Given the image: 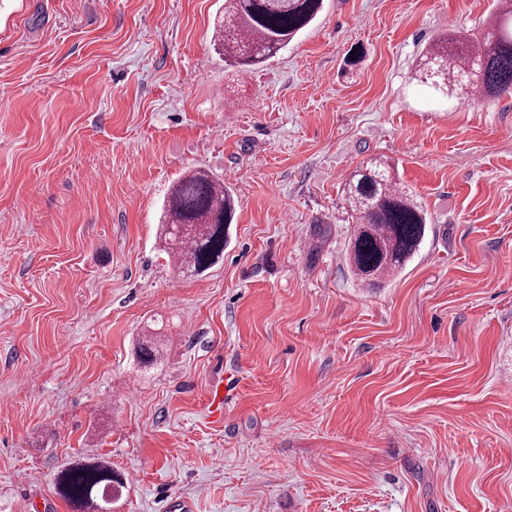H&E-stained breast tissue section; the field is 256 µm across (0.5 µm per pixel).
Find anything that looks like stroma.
<instances>
[{
    "label": "stroma",
    "mask_w": 512,
    "mask_h": 512,
    "mask_svg": "<svg viewBox=\"0 0 512 512\" xmlns=\"http://www.w3.org/2000/svg\"><path fill=\"white\" fill-rule=\"evenodd\" d=\"M496 6L324 0L242 71L224 0H0V512H70L92 457L114 512H512V95L413 78ZM374 160L430 230L372 289L344 184ZM192 168L238 203L187 279L159 224ZM144 337L145 340L139 342L136 357L143 366L153 365L158 362L161 356L159 346L161 339H158L160 336H153V334H147ZM125 484L108 461L98 458L67 463L54 476L57 495L67 504L75 499L86 503L85 512H112V504L122 496ZM110 489L112 498L107 499L104 495Z\"/></svg>",
    "instance_id": "stroma-1"
}]
</instances>
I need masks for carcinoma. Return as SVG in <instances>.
Masks as SVG:
<instances>
[{"label":"carcinoma","instance_id":"cac0c4a2","mask_svg":"<svg viewBox=\"0 0 512 512\" xmlns=\"http://www.w3.org/2000/svg\"><path fill=\"white\" fill-rule=\"evenodd\" d=\"M322 8L323 0H224V21L214 30V45L239 66L262 64ZM414 79L443 94L452 86L473 101L512 93V0H501L483 37L448 35L430 43ZM344 191L356 218L347 261L364 286L375 288L416 253L426 235L427 215L386 161L356 169ZM235 211L234 194L204 169L186 171L173 182L160 235L168 237V254L182 272L201 274L223 258ZM160 356L158 337L149 334L139 342L141 365H153ZM124 488L123 477L98 458L67 463L54 476L57 495L68 503H86L85 512H112Z\"/></svg>","mask_w":512,"mask_h":512}]
</instances>
